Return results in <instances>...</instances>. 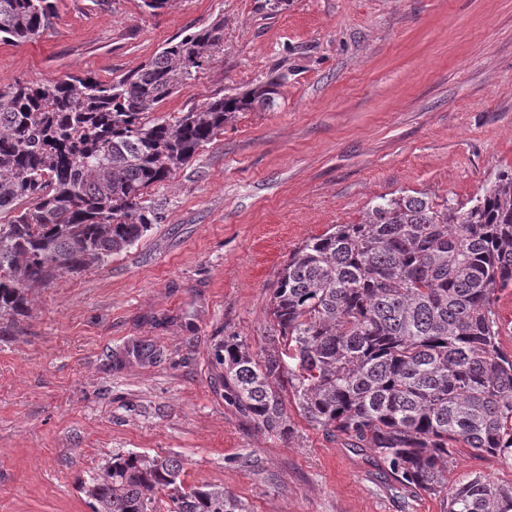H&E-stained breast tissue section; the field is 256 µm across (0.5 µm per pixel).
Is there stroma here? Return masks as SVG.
<instances>
[{"label": "stroma", "instance_id": "1", "mask_svg": "<svg viewBox=\"0 0 512 512\" xmlns=\"http://www.w3.org/2000/svg\"><path fill=\"white\" fill-rule=\"evenodd\" d=\"M34 39L0 40V85L129 74L215 21L224 39L160 117L274 77L273 109L240 113L175 179L163 219L101 267L39 289L0 338V512H90L78 480L112 456L183 459L249 512H443L400 493L365 452L289 410V436L244 422L212 377L227 336L270 333L289 255L380 198L482 195L512 168V0H53ZM512 483L457 456L449 485Z\"/></svg>", "mask_w": 512, "mask_h": 512}]
</instances>
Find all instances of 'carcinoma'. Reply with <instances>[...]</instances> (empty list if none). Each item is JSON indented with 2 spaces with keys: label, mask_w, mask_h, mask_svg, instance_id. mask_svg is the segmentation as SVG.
<instances>
[{
  "label": "carcinoma",
  "mask_w": 512,
  "mask_h": 512,
  "mask_svg": "<svg viewBox=\"0 0 512 512\" xmlns=\"http://www.w3.org/2000/svg\"><path fill=\"white\" fill-rule=\"evenodd\" d=\"M50 0H0V38L23 42ZM219 22L172 39L136 71L0 86V336L33 291L107 262L162 217L144 195L169 181L241 112L276 104L274 81L154 116L223 40ZM512 288V169L484 193L437 204L381 198L359 224L299 246L273 284L274 334L256 352L226 336L214 383L248 423L289 434L288 405L369 453L407 494L445 512H512V486L481 475L448 487L459 448L512 469V355L497 293ZM91 512H248L222 484L188 485L177 456L117 455L79 482Z\"/></svg>",
  "instance_id": "obj_1"
}]
</instances>
